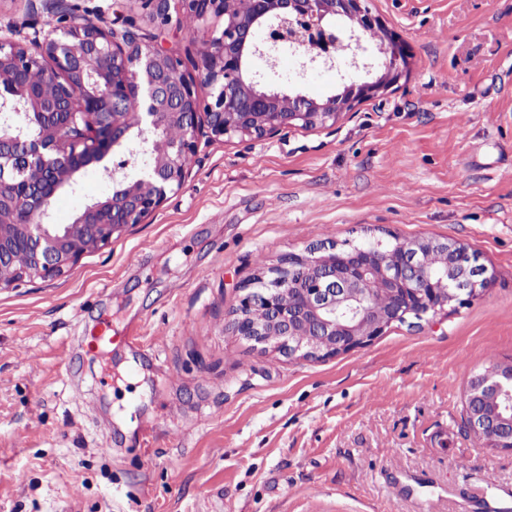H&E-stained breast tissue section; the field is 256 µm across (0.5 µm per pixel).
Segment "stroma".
Wrapping results in <instances>:
<instances>
[{"mask_svg": "<svg viewBox=\"0 0 512 512\" xmlns=\"http://www.w3.org/2000/svg\"><path fill=\"white\" fill-rule=\"evenodd\" d=\"M78 2L199 65L185 15L158 29L135 0ZM368 5L409 47L397 85L332 127L201 138L141 224L0 291V512H512V451L482 447L465 407L474 372L512 361V0ZM56 17L0 0V34ZM269 76L317 99L341 84L297 54ZM100 170L53 200L54 223L106 190ZM416 238L465 245L482 296L322 360L230 328L288 255Z\"/></svg>", "mask_w": 512, "mask_h": 512, "instance_id": "1", "label": "stroma"}]
</instances>
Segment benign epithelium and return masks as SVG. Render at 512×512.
<instances>
[{
	"label": "benign epithelium",
	"instance_id": "benign-epithelium-1",
	"mask_svg": "<svg viewBox=\"0 0 512 512\" xmlns=\"http://www.w3.org/2000/svg\"><path fill=\"white\" fill-rule=\"evenodd\" d=\"M160 25L172 13L194 15L203 32L201 68L191 73L179 56L130 22L101 21L91 31L77 7L55 4L57 24L31 37H0V291L25 280L65 275L85 254L104 248L159 208L179 188L195 155L202 124L214 138L265 139L290 127H330L355 104L397 84L406 71L398 37L379 44L386 58L376 75L358 55L369 26L387 23L363 0H136ZM349 26L348 41L333 21ZM364 72L323 99L297 86L265 83L254 62L271 68L288 46L304 65L339 63ZM207 88V98L198 88ZM136 111L137 124L129 121ZM177 127L173 139L168 130ZM136 142L147 163L131 178L122 163L105 165L106 194L85 204L70 224H55L51 204L75 191L77 174ZM436 251L437 273L423 262ZM484 269L455 242H397L394 253L366 247L313 245L259 276L233 313L234 331L288 356L325 359L350 352L406 316L420 319L475 298ZM392 303L372 310L373 294ZM288 291L295 303L286 308ZM467 425L483 444L512 451V370L489 368L468 381Z\"/></svg>",
	"mask_w": 512,
	"mask_h": 512
}]
</instances>
